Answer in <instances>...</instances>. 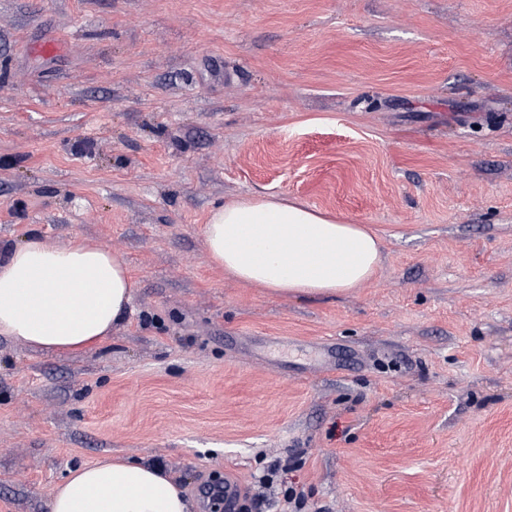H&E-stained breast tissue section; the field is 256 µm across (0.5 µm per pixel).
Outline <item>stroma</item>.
I'll list each match as a JSON object with an SVG mask.
<instances>
[{"label":"stroma","instance_id":"1","mask_svg":"<svg viewBox=\"0 0 512 512\" xmlns=\"http://www.w3.org/2000/svg\"><path fill=\"white\" fill-rule=\"evenodd\" d=\"M257 196L365 225L377 274L228 277L203 227ZM33 230L137 288L98 347L0 338V512L106 455L197 512L267 474L261 512H512V0H0V250Z\"/></svg>","mask_w":512,"mask_h":512}]
</instances>
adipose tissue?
<instances>
[{
    "label": "adipose tissue",
    "instance_id": "1",
    "mask_svg": "<svg viewBox=\"0 0 512 512\" xmlns=\"http://www.w3.org/2000/svg\"><path fill=\"white\" fill-rule=\"evenodd\" d=\"M203 236L212 265L280 297L346 293L368 281L382 259L380 239L361 225L274 198L225 204ZM134 288L123 258L109 246L25 238L0 254V336L38 350H87L119 327ZM193 509L167 471L109 455L69 470L48 502V512Z\"/></svg>",
    "mask_w": 512,
    "mask_h": 512
}]
</instances>
